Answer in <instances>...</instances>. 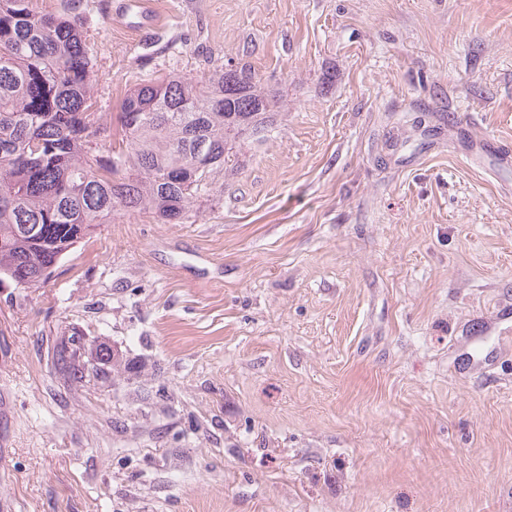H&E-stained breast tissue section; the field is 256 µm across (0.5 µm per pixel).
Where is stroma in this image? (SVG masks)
I'll use <instances>...</instances> for the list:
<instances>
[{"label":"stroma","mask_w":512,"mask_h":512,"mask_svg":"<svg viewBox=\"0 0 512 512\" xmlns=\"http://www.w3.org/2000/svg\"><path fill=\"white\" fill-rule=\"evenodd\" d=\"M81 0L97 123L246 64L284 104L180 224L0 286L12 512H512V0ZM97 381L54 361L72 333ZM143 0H122L118 4L117 18L121 20L126 27L142 30L150 28L155 23V17ZM136 21L131 22L130 18Z\"/></svg>","instance_id":"stroma-1"}]
</instances>
